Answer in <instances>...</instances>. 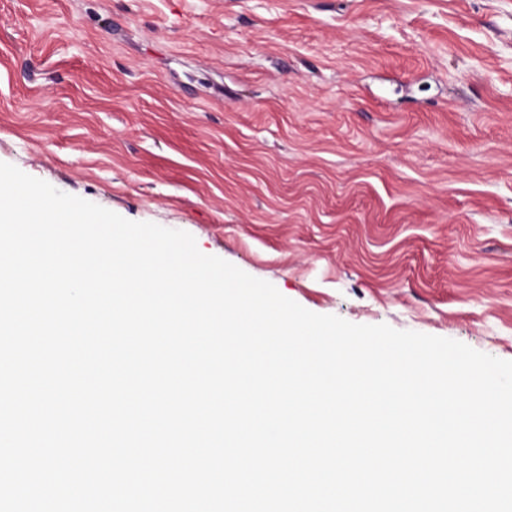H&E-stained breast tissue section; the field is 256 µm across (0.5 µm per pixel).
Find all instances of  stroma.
<instances>
[{
    "mask_svg": "<svg viewBox=\"0 0 512 512\" xmlns=\"http://www.w3.org/2000/svg\"><path fill=\"white\" fill-rule=\"evenodd\" d=\"M0 162L512 360V0H0Z\"/></svg>",
    "mask_w": 512,
    "mask_h": 512,
    "instance_id": "35a3bbf8",
    "label": "stroma"
}]
</instances>
